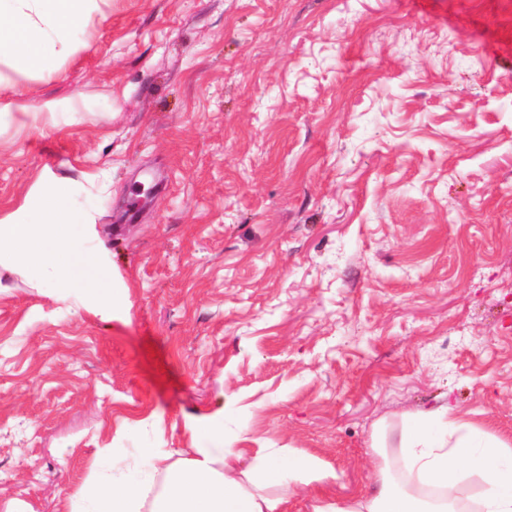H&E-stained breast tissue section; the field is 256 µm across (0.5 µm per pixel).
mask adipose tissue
Here are the masks:
<instances>
[{"label":"adipose tissue","mask_w":512,"mask_h":512,"mask_svg":"<svg viewBox=\"0 0 512 512\" xmlns=\"http://www.w3.org/2000/svg\"><path fill=\"white\" fill-rule=\"evenodd\" d=\"M100 0H0V52L18 72L55 70L83 34ZM216 423L198 425L194 456L143 447L125 470L99 449L73 500L72 512H287L288 476L307 484L318 475L302 459L258 458L242 465L243 449L225 446ZM401 468L420 484L404 488L381 462L370 490L313 512H458L466 475L485 482L478 512H512V444L462 420L445 403L410 415L400 437ZM435 489L430 503L425 489Z\"/></svg>","instance_id":"adipose-tissue-1"}]
</instances>
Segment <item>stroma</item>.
Here are the masks:
<instances>
[{
    "label": "stroma",
    "mask_w": 512,
    "mask_h": 512,
    "mask_svg": "<svg viewBox=\"0 0 512 512\" xmlns=\"http://www.w3.org/2000/svg\"><path fill=\"white\" fill-rule=\"evenodd\" d=\"M101 174L128 317L0 270V512H70L101 448L192 455V422L328 472L288 512L446 398L512 440V0H108L0 83V217Z\"/></svg>",
    "instance_id": "35a3bbf8"
}]
</instances>
